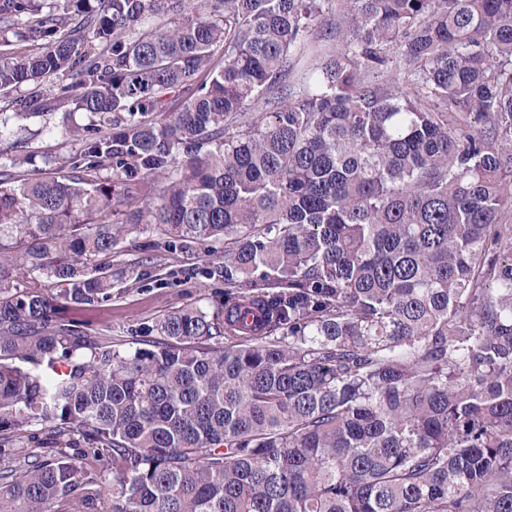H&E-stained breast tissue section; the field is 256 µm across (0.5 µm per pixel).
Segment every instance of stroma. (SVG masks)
Here are the masks:
<instances>
[{
	"mask_svg": "<svg viewBox=\"0 0 512 512\" xmlns=\"http://www.w3.org/2000/svg\"><path fill=\"white\" fill-rule=\"evenodd\" d=\"M17 135L28 140L31 151L46 160L79 151L78 142H65L48 134L37 120L25 122ZM122 246L125 253L117 259L111 300L87 314L90 333L109 338L121 348H131L142 326L169 311L198 303L205 292L224 290L223 277L200 276V269L218 264L217 259L201 251L189 256L167 251L148 233L130 234Z\"/></svg>",
	"mask_w": 512,
	"mask_h": 512,
	"instance_id": "1",
	"label": "stroma"
}]
</instances>
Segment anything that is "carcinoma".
Listing matches in <instances>:
<instances>
[{"label":"carcinoma","instance_id":"cac0c4a2","mask_svg":"<svg viewBox=\"0 0 512 512\" xmlns=\"http://www.w3.org/2000/svg\"><path fill=\"white\" fill-rule=\"evenodd\" d=\"M0 32V461L40 449L0 512H512V0H0ZM58 111L79 156L20 169ZM135 230L224 296L121 349L82 315Z\"/></svg>","mask_w":512,"mask_h":512}]
</instances>
